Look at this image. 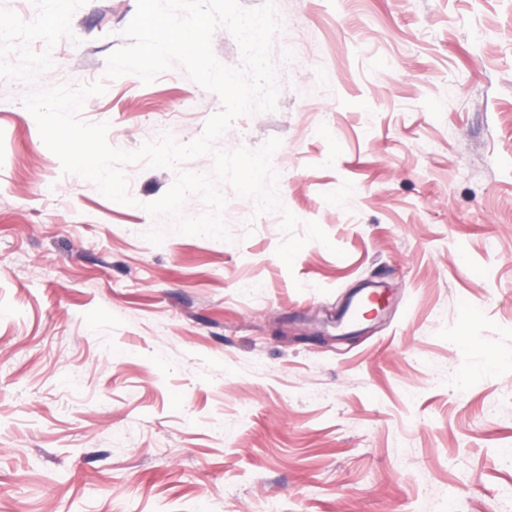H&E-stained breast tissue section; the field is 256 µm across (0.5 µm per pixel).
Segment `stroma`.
<instances>
[{
    "mask_svg": "<svg viewBox=\"0 0 512 512\" xmlns=\"http://www.w3.org/2000/svg\"><path fill=\"white\" fill-rule=\"evenodd\" d=\"M275 5L277 108L216 145L280 138L281 202L330 239L290 267L280 213L229 186L230 240L155 245L143 205L173 171L123 165L130 206L42 141L22 97L60 84H103L80 116L127 151L221 110L177 65L107 77L136 0H0V512H497L512 491V0ZM366 282L389 307L340 336Z\"/></svg>",
    "mask_w": 512,
    "mask_h": 512,
    "instance_id": "1",
    "label": "stroma"
}]
</instances>
